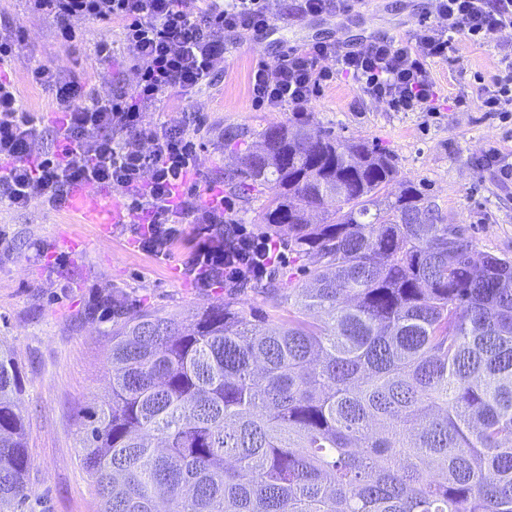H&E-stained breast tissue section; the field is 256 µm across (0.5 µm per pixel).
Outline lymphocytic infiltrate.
Returning a JSON list of instances; mask_svg holds the SVG:
<instances>
[{
    "label": "lymphocytic infiltrate",
    "instance_id": "f902f5d3",
    "mask_svg": "<svg viewBox=\"0 0 512 512\" xmlns=\"http://www.w3.org/2000/svg\"><path fill=\"white\" fill-rule=\"evenodd\" d=\"M31 13L50 19L72 39L73 19L91 18L121 28L131 48L133 93L99 95L41 65L35 83L55 90L63 125L62 150L42 145L41 120L24 109L15 86L0 81V207L25 209L42 196L52 207L80 185L120 191L136 215L138 249L167 259L193 225V249L184 271L202 288L272 275L281 246L233 217L235 204L216 196L201 204L190 182L201 148L189 126L148 122L170 94L188 95L223 70L237 42L268 31L274 0H29ZM512 29V0H432L417 29L404 39L375 37L358 48L341 40H314L284 49L275 61L256 59L250 75L255 107L309 111L340 77L396 112L434 114L437 83L432 66L448 61L455 38L489 44ZM489 84L461 91L457 107L477 103L501 117L512 114V47L499 49Z\"/></svg>",
    "mask_w": 512,
    "mask_h": 512
}]
</instances>
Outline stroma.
Segmentation results:
<instances>
[{"label": "stroma", "mask_w": 512, "mask_h": 512, "mask_svg": "<svg viewBox=\"0 0 512 512\" xmlns=\"http://www.w3.org/2000/svg\"><path fill=\"white\" fill-rule=\"evenodd\" d=\"M295 0H279L268 32L241 41L224 73L202 90L167 98L160 118L180 125L187 115L200 119L199 168L210 193L221 194L223 172L236 159L224 132L259 130L288 122L291 112L254 109L249 76L256 58L276 60L284 46L311 40L343 39L357 46L374 37L406 36L430 7L429 0H358L347 17H300ZM75 37L63 40L55 25L27 9L26 0H0V38L18 43L0 77L11 80L28 111L44 121L43 141L52 147L61 125L53 92L34 85L38 64L57 67L67 77L101 93L130 91L135 74L130 48L120 30L93 19L73 21ZM117 41L114 57L98 60L96 44ZM453 66H437L440 112H393L341 80L313 102L315 129L343 139L381 143L393 155L398 178L426 191L448 223L463 225L482 250L512 259V181L499 169L512 164V123L478 107L462 110L453 100L460 91L489 83L498 57L493 47L458 37ZM12 238L0 252V344L9 348L23 378L20 396L26 426L29 478L36 492L31 512H97L94 488L80 462V425L87 408L109 387L107 356L112 344L105 309L120 289L129 311L163 310L192 315L201 305L235 297L239 307L273 312L258 288L231 294L224 287L201 288L180 271L191 250L183 241L169 259L142 253L124 225L105 237L95 224L83 223L72 208H49L33 199L23 210L0 209V226ZM48 246L38 256L34 240ZM65 265H58V255Z\"/></svg>", "instance_id": "35a3bbf8"}]
</instances>
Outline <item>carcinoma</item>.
Returning a JSON list of instances; mask_svg holds the SVG:
<instances>
[{"instance_id":"1","label":"carcinoma","mask_w":512,"mask_h":512,"mask_svg":"<svg viewBox=\"0 0 512 512\" xmlns=\"http://www.w3.org/2000/svg\"><path fill=\"white\" fill-rule=\"evenodd\" d=\"M307 112L231 135L224 184L288 228L307 284L112 322L81 465L100 512H512V260L478 249L373 141ZM23 389L0 346V512H27ZM237 306L246 309H262L269 315L276 312V308L273 307V302L264 294L261 288H247L244 292L235 295Z\"/></svg>"}]
</instances>
